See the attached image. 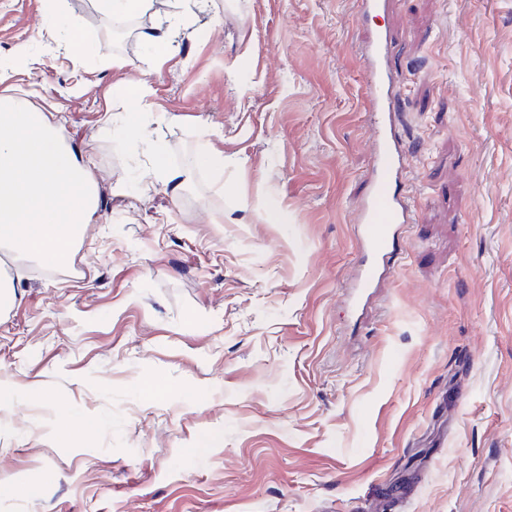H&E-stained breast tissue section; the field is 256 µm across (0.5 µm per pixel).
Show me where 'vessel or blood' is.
<instances>
[{
	"label": "vessel or blood",
	"instance_id": "1",
	"mask_svg": "<svg viewBox=\"0 0 512 512\" xmlns=\"http://www.w3.org/2000/svg\"><path fill=\"white\" fill-rule=\"evenodd\" d=\"M391 43V33L385 30L360 51L376 124L371 189L356 208L364 265L356 282L360 288L376 286L391 262L401 225L414 221L415 206L405 190L407 154L396 133L397 107L405 102L407 91L389 78L386 57Z\"/></svg>",
	"mask_w": 512,
	"mask_h": 512
}]
</instances>
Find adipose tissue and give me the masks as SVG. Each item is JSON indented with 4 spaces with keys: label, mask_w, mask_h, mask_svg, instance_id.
Segmentation results:
<instances>
[{
    "label": "adipose tissue",
    "mask_w": 512,
    "mask_h": 512,
    "mask_svg": "<svg viewBox=\"0 0 512 512\" xmlns=\"http://www.w3.org/2000/svg\"><path fill=\"white\" fill-rule=\"evenodd\" d=\"M98 200V182L53 112L1 93L0 242L66 264Z\"/></svg>",
    "instance_id": "adipose-tissue-1"
}]
</instances>
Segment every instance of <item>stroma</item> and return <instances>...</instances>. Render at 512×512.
Segmentation results:
<instances>
[{"mask_svg":"<svg viewBox=\"0 0 512 512\" xmlns=\"http://www.w3.org/2000/svg\"><path fill=\"white\" fill-rule=\"evenodd\" d=\"M182 9L116 42L94 0H0V59L33 61L9 85L101 190L68 268L0 247V512H512V0L363 27L357 0H203L155 65L141 34ZM71 25L94 54L57 50ZM387 25L417 221L356 310L357 49ZM157 151L177 194L145 187Z\"/></svg>","mask_w":512,"mask_h":512,"instance_id":"35a3bbf8","label":"stroma"}]
</instances>
